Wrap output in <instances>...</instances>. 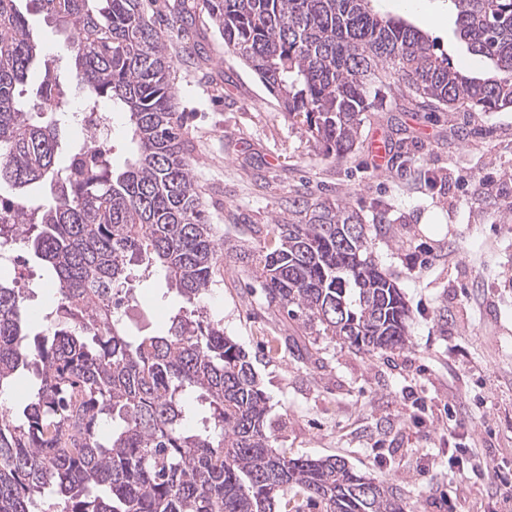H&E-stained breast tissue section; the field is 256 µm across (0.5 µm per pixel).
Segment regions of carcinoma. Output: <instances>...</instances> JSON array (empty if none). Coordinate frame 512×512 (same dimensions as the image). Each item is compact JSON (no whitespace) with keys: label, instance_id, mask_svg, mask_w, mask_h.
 Segmentation results:
<instances>
[{"label":"carcinoma","instance_id":"cac0c4a2","mask_svg":"<svg viewBox=\"0 0 512 512\" xmlns=\"http://www.w3.org/2000/svg\"><path fill=\"white\" fill-rule=\"evenodd\" d=\"M18 2L0 0V187L54 295L31 319L0 267V512H407L402 490L341 459L279 451L251 357L200 306L224 267L247 264L267 305L301 313L305 327L354 353L402 348L409 307L366 232L391 223L388 210L300 197L271 225L269 246L215 239L145 0H30L66 34L86 106L107 100L128 116L122 171L110 147L59 165L61 152L82 150L61 137L74 120L67 81ZM371 2L203 7L225 48L338 160L393 83L422 107L512 110V0H448L459 37L493 65L486 78ZM36 64L47 106L27 112ZM144 261L180 306L165 328L131 336L121 309L139 299L131 268Z\"/></svg>","mask_w":512,"mask_h":512}]
</instances>
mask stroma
Returning a JSON list of instances; mask_svg holds the SVG:
<instances>
[{
	"label": "stroma",
	"mask_w": 512,
	"mask_h": 512,
	"mask_svg": "<svg viewBox=\"0 0 512 512\" xmlns=\"http://www.w3.org/2000/svg\"><path fill=\"white\" fill-rule=\"evenodd\" d=\"M379 11L406 18L454 61L469 62L448 7L419 17L388 0ZM28 21L43 53L70 74L65 35L37 11ZM161 31L185 157L217 239L259 247L262 229L286 216L297 194L365 211L379 205L394 219L386 230L370 224L366 231L376 262L412 311L404 349L356 354L304 334L267 305L244 264L204 297L208 317L255 358L277 448L291 457H340L400 487L411 512H503L502 480L512 476V112H417L394 89L386 110L364 113L358 144L339 160L280 112L225 49L203 7L185 27ZM377 139L402 146L407 166L392 151L376 165ZM482 183L501 195L480 194ZM138 289L139 306L123 317L129 330L166 324L178 300L165 296L162 277ZM272 336L295 341L302 354L285 348L268 358ZM467 454L484 464L464 481L448 458Z\"/></svg>",
	"instance_id": "35a3bbf8"
}]
</instances>
